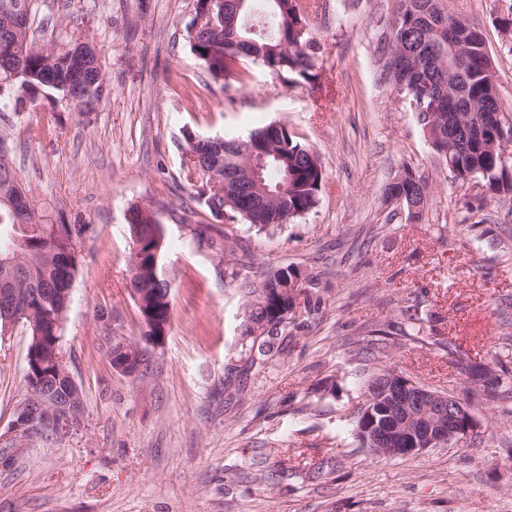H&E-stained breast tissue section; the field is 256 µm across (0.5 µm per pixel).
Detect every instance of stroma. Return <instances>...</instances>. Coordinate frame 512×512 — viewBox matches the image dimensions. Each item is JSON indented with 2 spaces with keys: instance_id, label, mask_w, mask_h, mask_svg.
I'll return each instance as SVG.
<instances>
[{
  "instance_id": "stroma-1",
  "label": "stroma",
  "mask_w": 512,
  "mask_h": 512,
  "mask_svg": "<svg viewBox=\"0 0 512 512\" xmlns=\"http://www.w3.org/2000/svg\"><path fill=\"white\" fill-rule=\"evenodd\" d=\"M319 78L283 84L249 64L246 86L192 54L195 0H36L30 33L63 46L90 30L107 92L85 114L39 99L9 117L13 168L46 222L87 225L63 323L84 426L33 435L0 466V512H512V398L472 437L403 458L362 448L353 415L388 346L405 377L462 393L467 362L512 372V198L452 181L416 112L381 77L393 0H310ZM480 30L502 112L512 115V0H448ZM280 122L318 156L315 208L256 231L213 220L182 178L186 132L244 134ZM427 184L420 218L384 202L393 176ZM165 231L172 319L147 373L112 365L138 343L128 288L131 206ZM230 252L199 245L201 226ZM312 276L273 353L243 336L247 284L273 269ZM423 320L401 335L405 309ZM28 336L0 339V432L29 395Z\"/></svg>"
}]
</instances>
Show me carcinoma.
<instances>
[{"label":"carcinoma","instance_id":"1","mask_svg":"<svg viewBox=\"0 0 512 512\" xmlns=\"http://www.w3.org/2000/svg\"><path fill=\"white\" fill-rule=\"evenodd\" d=\"M235 10L234 0H196L195 15L187 29L190 50L214 80L232 79L245 84V63H260L270 73L288 83L313 82L319 77L317 44L307 22V0H243ZM389 39L398 57L394 67L382 66L381 76L404 93L418 112L422 128L441 161H452V178L466 182L469 175L484 182L493 193L512 194V135L492 151L486 135L496 130L499 111L495 73L488 72L487 49L481 33L466 19L450 11L446 0H398L388 21ZM466 46L460 67L466 80L448 95V38ZM253 39L267 47L263 57L241 54L243 39ZM53 74L61 85L90 89L103 96L104 74L94 69L81 71L69 62V50L35 44L29 29L0 32V101L19 109V102L37 99L39 92L60 93L43 84ZM272 125L239 136L238 150L226 158L229 163H245L249 146L268 140ZM262 165L261 183L267 193L254 207L234 196H224V213L257 231L288 224L311 211L318 202L324 173L318 156L295 139L284 125L272 143ZM406 180L399 192L424 203L419 183L422 179L405 170ZM186 185L198 200L208 202L213 175L201 163L186 159ZM16 174L0 173V256H21V262L0 267V283L17 277L30 286L49 289L50 304H29L21 308L28 324L27 366L64 353L62 332L56 322L64 320L67 299L77 271L85 224H48L36 201L17 195ZM129 232L141 243L138 263L142 272L130 278L138 323L146 315L157 326L171 324V285L165 278L161 258L164 231L155 215L141 217V208L130 209ZM269 274L251 291L247 305L245 335L265 354L274 349V331L286 323L283 313L294 307V298L277 291ZM371 380H366L363 400L354 416L355 429L363 426L362 410L367 408L377 422L394 418V411L382 401L371 402Z\"/></svg>","mask_w":512,"mask_h":512}]
</instances>
